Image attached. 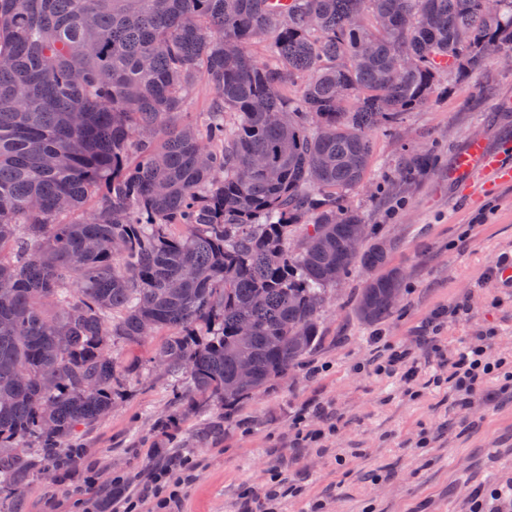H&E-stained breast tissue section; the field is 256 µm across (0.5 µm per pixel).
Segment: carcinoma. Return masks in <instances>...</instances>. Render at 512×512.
<instances>
[{"label": "carcinoma", "instance_id": "1", "mask_svg": "<svg viewBox=\"0 0 512 512\" xmlns=\"http://www.w3.org/2000/svg\"><path fill=\"white\" fill-rule=\"evenodd\" d=\"M507 27L512 0H0V484L77 462L112 410L108 336L172 332L154 360L189 374L183 403L231 407L316 348L338 271L369 269L356 312L387 319L403 275L347 205L370 135ZM198 77L213 104L177 125Z\"/></svg>", "mask_w": 512, "mask_h": 512}]
</instances>
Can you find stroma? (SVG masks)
I'll return each instance as SVG.
<instances>
[{"instance_id": "1", "label": "stroma", "mask_w": 512, "mask_h": 512, "mask_svg": "<svg viewBox=\"0 0 512 512\" xmlns=\"http://www.w3.org/2000/svg\"><path fill=\"white\" fill-rule=\"evenodd\" d=\"M475 138L493 147L512 142V55L467 77L441 75L427 104L371 134L365 186L349 205L387 242L390 264L403 274V298L388 319L358 317L368 275L352 267L332 287L321 342L303 364L228 409L213 401L178 405L189 378L151 362L166 333L111 339V413L85 433L76 468L18 474L9 512H98L113 480L134 478L172 451L198 468L171 512H238L241 490L265 489L281 456L302 494L282 500L279 512H306L316 499L326 512H470L477 499L492 512L491 489L512 481V392L491 383L458 402L433 382L447 366L422 351L414 395L399 377L377 371L393 350L415 349L434 322L447 353L493 328L497 354L512 359V285L500 278L512 260V185L466 204L448 179ZM421 146L434 151L435 165L414 180H395L411 148ZM315 404L336 414L339 428L294 448V417Z\"/></svg>"}]
</instances>
